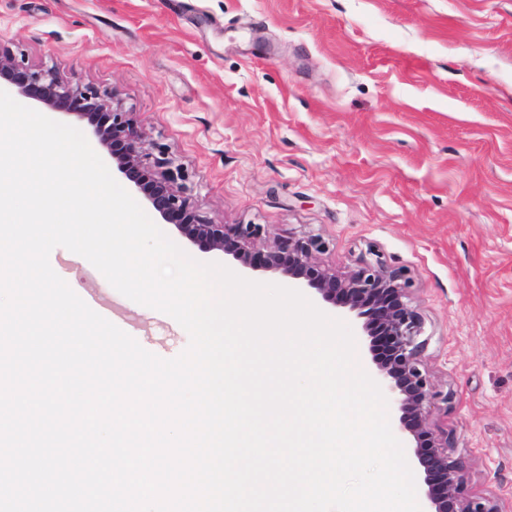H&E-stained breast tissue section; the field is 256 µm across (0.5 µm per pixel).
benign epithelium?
Masks as SVG:
<instances>
[{"label":"benign epithelium","mask_w":512,"mask_h":512,"mask_svg":"<svg viewBox=\"0 0 512 512\" xmlns=\"http://www.w3.org/2000/svg\"><path fill=\"white\" fill-rule=\"evenodd\" d=\"M0 76L24 97L86 122L109 151L117 171L135 182L166 222L202 249L224 251L230 242L232 257L241 267L261 266L291 279L302 277L323 300L364 319L367 335L384 337L388 355L375 361L376 376L385 385L399 423L410 427L414 437L412 452L419 465L418 487L428 502L426 512H512L511 499L476 498L465 492L464 461L453 456L448 433L430 427L432 409L448 405V394L433 388L422 366L425 323L412 305L411 283L403 272L388 269L376 254L338 278L314 264L313 256L325 248V242L309 231H290L260 253L255 242L263 235L262 225L215 224L190 210L182 168L164 151L146 150L133 113L112 95L73 85L51 67H22L2 48Z\"/></svg>","instance_id":"7a95c632"}]
</instances>
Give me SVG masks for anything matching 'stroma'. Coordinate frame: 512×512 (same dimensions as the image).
<instances>
[{
  "label": "stroma",
  "instance_id": "1",
  "mask_svg": "<svg viewBox=\"0 0 512 512\" xmlns=\"http://www.w3.org/2000/svg\"><path fill=\"white\" fill-rule=\"evenodd\" d=\"M0 47L112 93L187 176L196 214L322 236L345 275L368 252L412 280L421 359L469 494L512 497V0H0ZM136 201L189 256L204 251ZM86 279L156 355L186 331Z\"/></svg>",
  "mask_w": 512,
  "mask_h": 512
}]
</instances>
